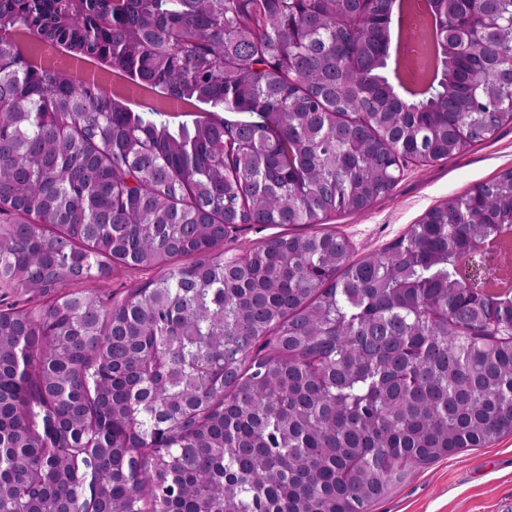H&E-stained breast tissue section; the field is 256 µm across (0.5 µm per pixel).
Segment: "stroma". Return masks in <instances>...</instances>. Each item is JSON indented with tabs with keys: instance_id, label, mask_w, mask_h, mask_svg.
<instances>
[{
	"instance_id": "1",
	"label": "stroma",
	"mask_w": 512,
	"mask_h": 512,
	"mask_svg": "<svg viewBox=\"0 0 512 512\" xmlns=\"http://www.w3.org/2000/svg\"><path fill=\"white\" fill-rule=\"evenodd\" d=\"M512 169V124L465 153L408 165L394 191L369 209L332 216L322 228L345 235L355 257L382 251L431 208ZM370 512H512V435L451 454L412 472Z\"/></svg>"
}]
</instances>
